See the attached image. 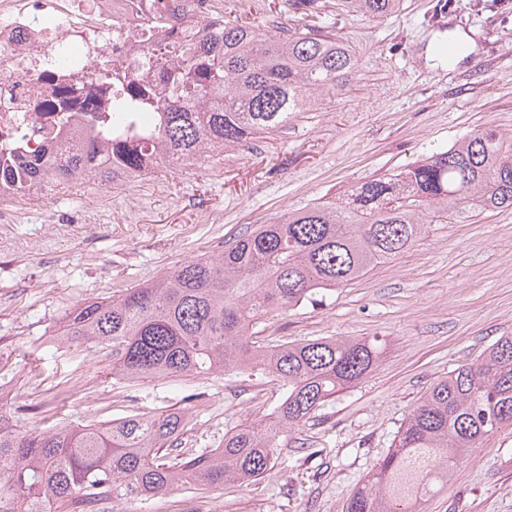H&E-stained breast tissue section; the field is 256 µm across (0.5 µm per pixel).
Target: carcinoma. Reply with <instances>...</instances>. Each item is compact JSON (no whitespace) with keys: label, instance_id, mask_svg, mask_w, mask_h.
Returning <instances> with one entry per match:
<instances>
[{"label":"carcinoma","instance_id":"1","mask_svg":"<svg viewBox=\"0 0 512 512\" xmlns=\"http://www.w3.org/2000/svg\"><path fill=\"white\" fill-rule=\"evenodd\" d=\"M316 0H292L312 27L262 32L246 21L200 22L193 47L148 64L177 62L175 87L144 86L114 100L97 143L77 146L51 179L63 186L112 179L108 162L134 172L147 153L177 169L205 150L222 151L288 124L356 73ZM354 17L383 18L401 0H346ZM0 176L30 192L43 174L4 164ZM512 209V141L490 125L410 168L352 187L339 202L290 211L260 224L211 259H189L110 302L90 299L66 321L71 343L112 347V372L127 381L206 377L260 367L284 394L264 425L245 424L224 444L169 465L158 460L184 428L178 412L130 415L111 424L17 431L0 414V512H100L103 502L148 501L194 482L222 488L266 475L288 435L378 363L382 343L322 338L261 350L253 330L272 311L346 285L407 251L425 217L466 224ZM512 426V336L481 362L461 365L425 395L394 445L346 502V512H412L437 494L473 448Z\"/></svg>","mask_w":512,"mask_h":512}]
</instances>
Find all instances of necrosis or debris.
Masks as SVG:
<instances>
[{
    "label": "necrosis or debris",
    "mask_w": 512,
    "mask_h": 512,
    "mask_svg": "<svg viewBox=\"0 0 512 512\" xmlns=\"http://www.w3.org/2000/svg\"><path fill=\"white\" fill-rule=\"evenodd\" d=\"M176 0H0V158L19 151L44 170L101 135L93 94L107 71L167 93L170 67L147 66L174 42L190 43L195 21L220 16V0H189L188 22L153 28L158 6Z\"/></svg>",
    "instance_id": "4bbe7bcc"
}]
</instances>
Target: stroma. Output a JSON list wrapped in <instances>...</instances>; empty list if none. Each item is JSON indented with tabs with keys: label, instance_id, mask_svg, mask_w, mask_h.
Here are the masks:
<instances>
[{
	"label": "stroma",
	"instance_id": "stroma-1",
	"mask_svg": "<svg viewBox=\"0 0 512 512\" xmlns=\"http://www.w3.org/2000/svg\"><path fill=\"white\" fill-rule=\"evenodd\" d=\"M317 3L332 20L327 36L357 61L342 89L248 147L150 174L129 192L90 179L38 193L0 223V397L18 429L182 412L172 458L271 420L283 389L268 372L129 382L113 375L106 345L66 341L67 313L217 255L253 225L388 177L484 126L512 140V0H403L397 15L363 20L342 0ZM240 14L263 30L303 23L288 0H253ZM458 32L474 51L438 60L436 41ZM373 336L384 343L378 364L296 427L265 477L221 490L181 485L105 512H344L433 385L512 336V209L423 224L409 250L323 299L274 312L254 341L269 349ZM417 510L512 512V428L472 449Z\"/></svg>",
	"mask_w": 512,
	"mask_h": 512
}]
</instances>
